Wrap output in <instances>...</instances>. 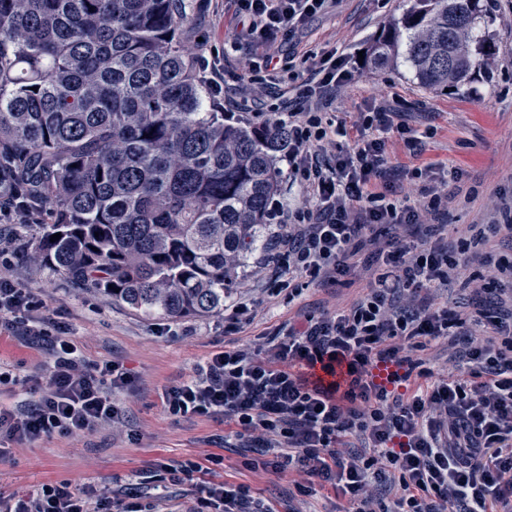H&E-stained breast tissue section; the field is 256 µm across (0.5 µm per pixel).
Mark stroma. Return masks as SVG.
<instances>
[{
    "label": "stroma",
    "instance_id": "obj_1",
    "mask_svg": "<svg viewBox=\"0 0 512 512\" xmlns=\"http://www.w3.org/2000/svg\"><path fill=\"white\" fill-rule=\"evenodd\" d=\"M190 44L224 70L228 86L256 57V48H232L236 19L229 0H187ZM414 0H339L328 12L311 19L293 40L279 48L285 68V90L294 107H303L300 84L310 77L322 50L337 48L357 56L369 50L390 26L398 23ZM483 13L475 36L487 54L470 77L445 92L423 85L404 63L377 66L355 64L354 77L337 86L323 100V109L345 122L343 146L363 135L360 112L381 104L401 112L403 121L423 132L420 144L409 146L396 133L386 136L389 155L387 182L394 192L407 190V173L428 164L463 170L461 186H449L448 209L437 223L455 225L450 243L473 234L476 224H504L512 220V0H482ZM10 275L22 286L44 294L48 311L69 315L73 336L94 360L123 363L134 374L128 389L114 393L125 410L126 423L97 429L74 438H55L33 445H14L0 457V492L31 491L41 483L67 479L76 487L97 490L123 488L149 495L143 479L154 464L192 459L209 452L224 455L218 480L248 486L269 502L273 512L295 507L288 475H263L241 465L234 448L220 449L214 439L222 424L205 418L175 422L161 406L162 391L190 375L198 361L227 344L251 343L267 328L287 324L298 312L320 313L355 300L364 283L351 276L342 286L312 284L293 303L266 305L253 325L228 338L224 317L174 319L177 335L161 333L158 321H148L121 305L99 297L92 289L69 281L52 269L16 257Z\"/></svg>",
    "mask_w": 512,
    "mask_h": 512
}]
</instances>
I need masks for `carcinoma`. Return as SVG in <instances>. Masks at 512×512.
<instances>
[{"label": "carcinoma", "mask_w": 512, "mask_h": 512, "mask_svg": "<svg viewBox=\"0 0 512 512\" xmlns=\"http://www.w3.org/2000/svg\"><path fill=\"white\" fill-rule=\"evenodd\" d=\"M478 4L415 0L374 59L457 86ZM186 21L182 0H0V185L42 219L21 250L147 319L224 311L288 149L212 107Z\"/></svg>", "instance_id": "carcinoma-1"}]
</instances>
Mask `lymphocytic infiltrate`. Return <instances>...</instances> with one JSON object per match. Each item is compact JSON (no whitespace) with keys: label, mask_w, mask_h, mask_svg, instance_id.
<instances>
[{"label":"lymphocytic infiltrate","mask_w":512,"mask_h":512,"mask_svg":"<svg viewBox=\"0 0 512 512\" xmlns=\"http://www.w3.org/2000/svg\"><path fill=\"white\" fill-rule=\"evenodd\" d=\"M240 36L265 45L247 84L276 82L277 44L292 40L333 0H234ZM346 54L323 51L302 84L306 109L273 105L265 123L288 130V171L306 187L297 210L272 200L275 224L261 270L269 299L299 297L305 284H336L360 271L365 293L333 311L308 314L274 329L254 347L212 352L193 374L160 396L172 420L206 418L230 426L250 471L294 474L299 496L331 487L348 512H512V259L495 250L448 246V227L428 223L448 206L431 167L411 172L412 191L396 195L381 177L385 133L409 143L417 136L397 113L379 106L362 113L368 134L330 158L321 152L344 124L314 111L330 88L349 81ZM0 247V330L48 350L46 372L0 366V387L24 386L17 405L0 407V439L35 443L122 422L114 390L133 382L122 363L87 358L63 312L47 314L41 294L21 287ZM474 287L460 316L434 299L452 284ZM446 340L456 372L422 357ZM395 366L391 385L371 375ZM223 456L157 464L159 487L196 483L182 512H270L249 487L203 480ZM0 512H155L124 492L97 493L69 481L41 484L31 494L0 499Z\"/></svg>","instance_id":"obj_1"}]
</instances>
